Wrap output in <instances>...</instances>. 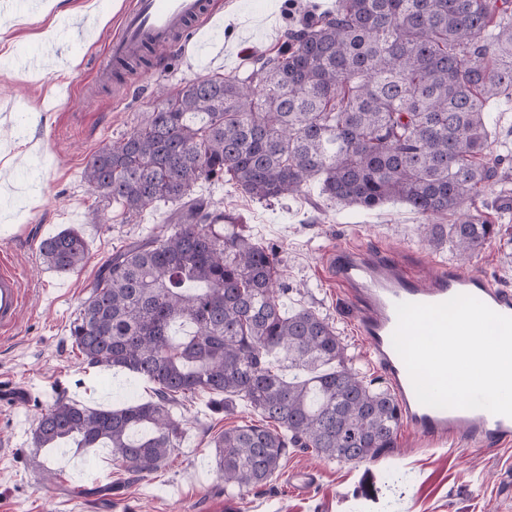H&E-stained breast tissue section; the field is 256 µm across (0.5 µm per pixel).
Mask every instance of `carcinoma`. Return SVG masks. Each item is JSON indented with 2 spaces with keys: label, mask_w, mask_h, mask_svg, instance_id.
<instances>
[{
  "label": "carcinoma",
  "mask_w": 512,
  "mask_h": 512,
  "mask_svg": "<svg viewBox=\"0 0 512 512\" xmlns=\"http://www.w3.org/2000/svg\"><path fill=\"white\" fill-rule=\"evenodd\" d=\"M161 53L146 44L115 74L146 73ZM509 94L512 0H336L245 75L160 88L143 123L94 151L83 177L105 208L131 217L172 202L174 217L112 254L70 327L83 364L150 381L151 399L98 409L58 398L35 419L34 447L108 448L145 479L180 448L174 409L199 394L217 411L242 400L261 417L212 441L226 488L266 484L288 447L350 463L394 447V395L349 366L328 318L285 309L278 253L193 186L227 183L271 202L319 180L338 205L401 200L428 219L457 214L422 226V241H447L466 263L507 232L464 207L512 162L487 159L488 104ZM39 256L70 274L87 247L70 228L42 239ZM177 324L192 331L177 339ZM283 361L310 377L284 378Z\"/></svg>",
  "instance_id": "obj_1"
}]
</instances>
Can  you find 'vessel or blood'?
<instances>
[{
  "instance_id": "obj_1",
  "label": "vessel or blood",
  "mask_w": 512,
  "mask_h": 512,
  "mask_svg": "<svg viewBox=\"0 0 512 512\" xmlns=\"http://www.w3.org/2000/svg\"><path fill=\"white\" fill-rule=\"evenodd\" d=\"M209 12L208 0H132L106 55H134L144 42L168 44L181 30H195ZM332 278L355 302V322L374 363L396 397L402 423L423 442L462 440L480 447L512 440V417L484 409L436 408L419 402L392 335L399 303L438 304L473 296L495 312L512 316V290L485 277L438 262L430 275L364 249L339 247L326 259ZM25 305L21 278L8 257L0 258V333L12 332Z\"/></svg>"
}]
</instances>
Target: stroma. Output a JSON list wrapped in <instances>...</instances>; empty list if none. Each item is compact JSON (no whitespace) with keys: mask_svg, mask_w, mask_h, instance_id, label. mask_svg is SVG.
<instances>
[{"mask_svg":"<svg viewBox=\"0 0 512 512\" xmlns=\"http://www.w3.org/2000/svg\"><path fill=\"white\" fill-rule=\"evenodd\" d=\"M36 2L32 14L0 8V44L9 48L0 57V251L21 272L27 296L17 328L0 338V512H512V445L493 452L430 446L402 427L377 459L327 461L290 448L267 485L225 487L211 441L260 417L242 401L231 412H212L205 395L188 402L181 448L148 480L113 464L103 448L34 450L33 422L56 397L120 407L151 391L138 377L83 365L69 327L86 282L116 248L166 224L170 207L159 202L130 219L118 208L102 209L82 178L87 156L139 125L156 105L157 86L243 73L257 56L275 52L284 30L307 13L335 7V0H213L219 23L204 36L183 37L149 72L118 87L92 78L127 0H62L59 18L45 11L46 0ZM23 55L39 58L40 67L16 73L14 61ZM197 190L238 214L247 234L277 247L287 306H310L329 318L354 367L386 387L357 333L351 296L325 275V257L335 247H359L411 261L424 275L431 261L454 263L447 246H421L422 216L399 202L334 207L316 185L268 203L227 184L203 182ZM69 228L84 234L88 261L61 276L31 242ZM468 270L512 288V246L489 242ZM45 461L57 473L51 485L40 477ZM299 471L313 473L310 493L295 490ZM88 487L95 495H85Z\"/></svg>","mask_w":512,"mask_h":512,"instance_id":"1","label":"stroma"}]
</instances>
